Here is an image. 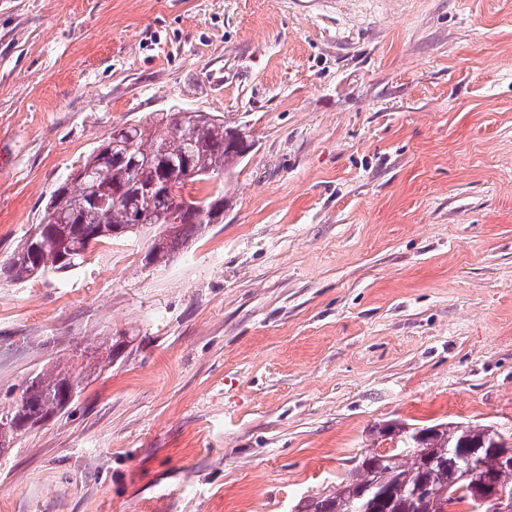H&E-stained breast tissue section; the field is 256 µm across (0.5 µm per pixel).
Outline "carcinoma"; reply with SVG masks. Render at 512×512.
I'll return each mask as SVG.
<instances>
[{"label":"carcinoma","instance_id":"cac0c4a2","mask_svg":"<svg viewBox=\"0 0 512 512\" xmlns=\"http://www.w3.org/2000/svg\"><path fill=\"white\" fill-rule=\"evenodd\" d=\"M251 149L249 134L208 112H172L147 124L112 127L99 145L53 191L54 223L29 229L0 276L23 281L80 268L103 240L151 233L145 264H165L208 225L224 218V190L204 200L197 183L235 173ZM70 365L55 363L28 377L17 399L0 408V454L14 440L64 411L72 401ZM402 448L360 456L336 492L314 498L304 512H448L462 502L482 512L479 490L464 477L469 465L512 491L503 452L512 433L492 425L439 422L399 428Z\"/></svg>","mask_w":512,"mask_h":512}]
</instances>
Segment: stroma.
<instances>
[{
  "instance_id": "35a3bbf8",
  "label": "stroma",
  "mask_w": 512,
  "mask_h": 512,
  "mask_svg": "<svg viewBox=\"0 0 512 512\" xmlns=\"http://www.w3.org/2000/svg\"><path fill=\"white\" fill-rule=\"evenodd\" d=\"M185 110L254 142L222 222L0 279V406L124 339L0 512H295L381 427L512 431V0H0V260L113 126Z\"/></svg>"
}]
</instances>
